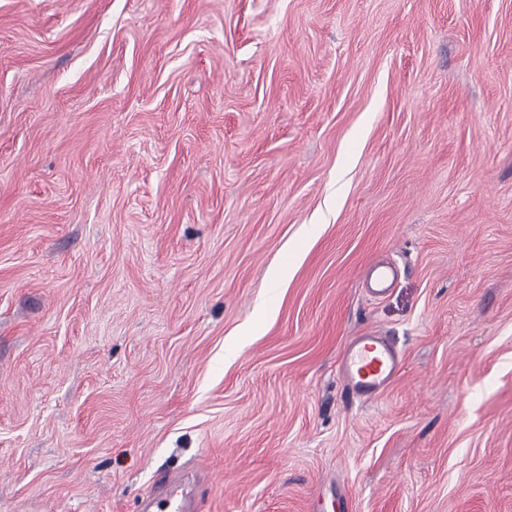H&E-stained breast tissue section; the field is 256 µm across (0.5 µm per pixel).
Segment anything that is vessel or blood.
Returning <instances> with one entry per match:
<instances>
[{"label": "vessel or blood", "instance_id": "vessel-or-blood-1", "mask_svg": "<svg viewBox=\"0 0 512 512\" xmlns=\"http://www.w3.org/2000/svg\"><path fill=\"white\" fill-rule=\"evenodd\" d=\"M401 353L385 336L367 331L352 338L339 365L345 386L353 396L371 399L381 394L396 379ZM163 497L156 506L161 512H200L193 489L181 485L178 477H169L162 486Z\"/></svg>", "mask_w": 512, "mask_h": 512}]
</instances>
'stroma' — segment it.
I'll use <instances>...</instances> for the list:
<instances>
[{
  "instance_id": "35a3bbf8",
  "label": "stroma",
  "mask_w": 512,
  "mask_h": 512,
  "mask_svg": "<svg viewBox=\"0 0 512 512\" xmlns=\"http://www.w3.org/2000/svg\"><path fill=\"white\" fill-rule=\"evenodd\" d=\"M165 474L512 512V0H0V512ZM401 353L377 331L354 336L339 365L345 386L353 396L371 399L381 394L398 376Z\"/></svg>"
}]
</instances>
